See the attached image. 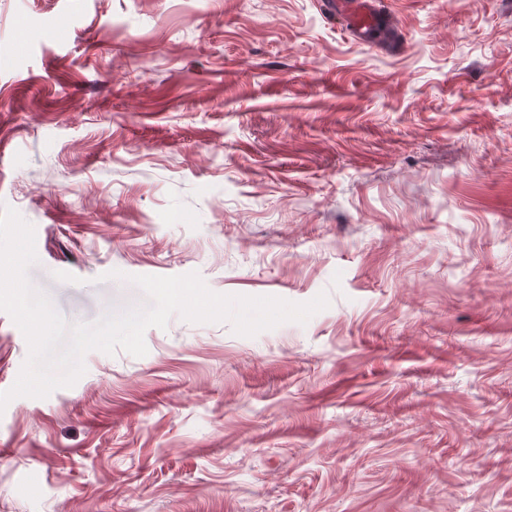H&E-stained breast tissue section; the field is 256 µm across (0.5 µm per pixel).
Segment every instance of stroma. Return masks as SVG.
<instances>
[{
  "mask_svg": "<svg viewBox=\"0 0 512 512\" xmlns=\"http://www.w3.org/2000/svg\"><path fill=\"white\" fill-rule=\"evenodd\" d=\"M380 2L402 51L322 0H0V204L68 321L330 298L15 398L0 512H512V0ZM27 354L0 311V391Z\"/></svg>",
  "mask_w": 512,
  "mask_h": 512,
  "instance_id": "35a3bbf8",
  "label": "stroma"
}]
</instances>
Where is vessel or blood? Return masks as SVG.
<instances>
[{"mask_svg": "<svg viewBox=\"0 0 512 512\" xmlns=\"http://www.w3.org/2000/svg\"><path fill=\"white\" fill-rule=\"evenodd\" d=\"M326 6L346 22L360 45L393 46L395 24L391 16L382 13L378 0H327Z\"/></svg>", "mask_w": 512, "mask_h": 512, "instance_id": "b4317fda", "label": "vessel or blood"}]
</instances>
